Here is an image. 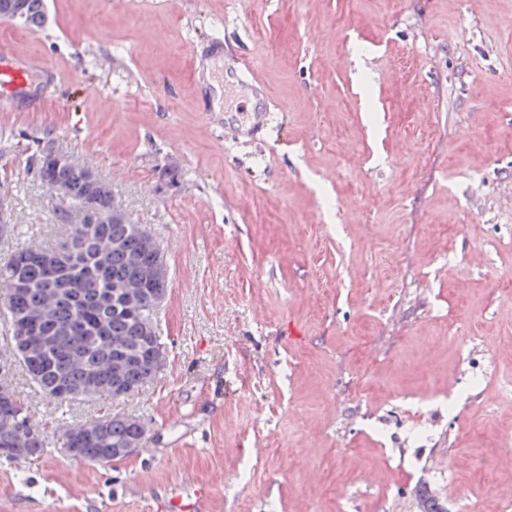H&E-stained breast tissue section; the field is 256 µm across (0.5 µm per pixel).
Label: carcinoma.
Masks as SVG:
<instances>
[{
	"label": "carcinoma",
	"instance_id": "carcinoma-1",
	"mask_svg": "<svg viewBox=\"0 0 512 512\" xmlns=\"http://www.w3.org/2000/svg\"><path fill=\"white\" fill-rule=\"evenodd\" d=\"M15 0H0V20L34 27L45 21L44 0H22L18 17H13ZM48 140L29 157V167L39 172L40 182L64 188L80 214L73 225L75 237L69 244L64 267L52 274L41 260L46 247L28 244L25 263L11 254L0 263V288L19 285L12 300L0 306L8 321L19 316L46 313L37 322V335L20 343L10 336L12 349L40 392L67 403L81 399L112 400L129 396L156 378L155 349L160 337L148 324L155 322L150 311L153 299L166 296L170 280L152 274L156 251L143 240L136 225L112 218V190L94 180L85 166L59 160ZM140 285L143 303L131 308L120 286ZM103 431L86 436L82 425L62 432L66 448H80L86 458L104 448L144 444L145 424L125 415L101 418ZM49 442L33 421L26 404L18 397L0 400V449L13 448L6 459L18 461L40 455Z\"/></svg>",
	"mask_w": 512,
	"mask_h": 512
}]
</instances>
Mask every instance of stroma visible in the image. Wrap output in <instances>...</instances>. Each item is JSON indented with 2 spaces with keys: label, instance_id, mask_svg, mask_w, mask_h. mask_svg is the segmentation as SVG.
<instances>
[{
  "label": "stroma",
  "instance_id": "1",
  "mask_svg": "<svg viewBox=\"0 0 512 512\" xmlns=\"http://www.w3.org/2000/svg\"><path fill=\"white\" fill-rule=\"evenodd\" d=\"M0 51L61 74L0 111V261L59 240L50 139L171 279L138 393L59 403L0 355L50 441L0 458V512H166L185 475L204 512H512V0H46ZM117 412L139 453L70 461Z\"/></svg>",
  "mask_w": 512,
  "mask_h": 512
}]
</instances>
